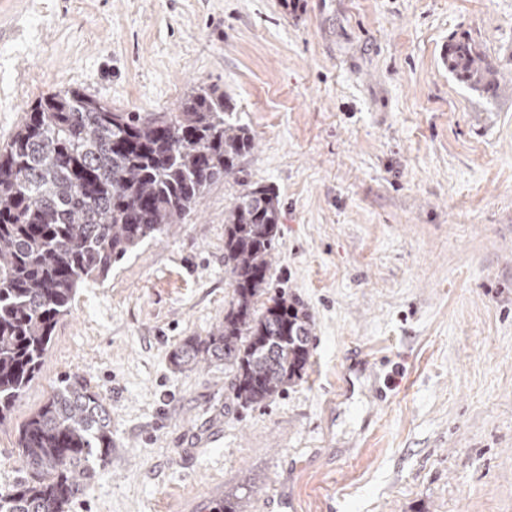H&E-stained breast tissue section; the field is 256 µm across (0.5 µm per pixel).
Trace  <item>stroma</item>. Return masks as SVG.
Wrapping results in <instances>:
<instances>
[{"label":"stroma","mask_w":512,"mask_h":512,"mask_svg":"<svg viewBox=\"0 0 512 512\" xmlns=\"http://www.w3.org/2000/svg\"><path fill=\"white\" fill-rule=\"evenodd\" d=\"M461 36L498 90L449 73ZM202 84L254 149L79 289L0 423V486L77 376L112 455L69 512H512V0H0V144L65 87L173 112ZM245 182L279 201L270 290L313 320L302 380L254 405L223 364L170 362L224 320ZM217 414L223 437L193 447Z\"/></svg>","instance_id":"stroma-1"}]
</instances>
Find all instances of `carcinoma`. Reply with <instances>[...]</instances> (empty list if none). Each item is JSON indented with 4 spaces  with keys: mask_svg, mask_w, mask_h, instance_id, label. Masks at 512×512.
I'll return each mask as SVG.
<instances>
[{
    "mask_svg": "<svg viewBox=\"0 0 512 512\" xmlns=\"http://www.w3.org/2000/svg\"><path fill=\"white\" fill-rule=\"evenodd\" d=\"M448 72L488 90L494 67L464 38L448 45ZM226 108L214 85L176 112H116L65 88L38 99L0 146V420L40 372L77 291L184 223L212 183L236 173L254 136ZM279 224L276 194L245 186L224 214L233 288L224 323L171 353L180 369L224 362L245 404L296 384L312 356L309 312L284 293L268 296ZM18 448L25 475L0 488V512H66L89 458L112 454L100 393L77 377L60 381L22 424Z\"/></svg>",
    "mask_w": 512,
    "mask_h": 512,
    "instance_id": "1",
    "label": "carcinoma"
}]
</instances>
